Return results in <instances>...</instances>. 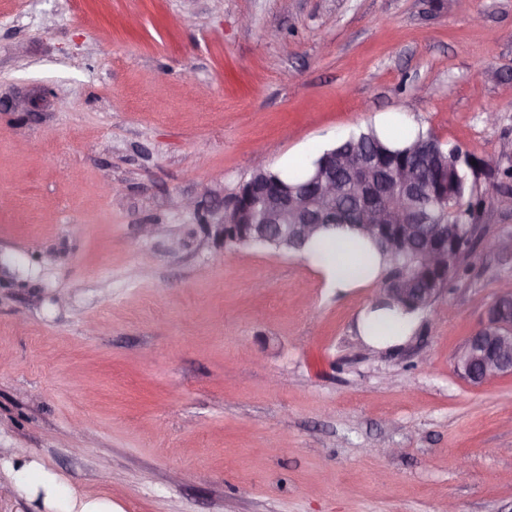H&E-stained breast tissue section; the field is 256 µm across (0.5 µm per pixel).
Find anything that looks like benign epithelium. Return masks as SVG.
Wrapping results in <instances>:
<instances>
[{
  "instance_id": "1",
  "label": "benign epithelium",
  "mask_w": 512,
  "mask_h": 512,
  "mask_svg": "<svg viewBox=\"0 0 512 512\" xmlns=\"http://www.w3.org/2000/svg\"><path fill=\"white\" fill-rule=\"evenodd\" d=\"M372 163L371 157L355 154L343 155L335 161L325 159L317 167L308 168L299 179L281 177L278 189L271 193L266 192L263 178L252 175L242 182L231 199L209 211L204 223H213L222 236L227 225L248 223L251 205L260 198L262 223L254 226L250 242L264 245L278 237L284 233L290 218L300 229L295 238L298 242L320 227L328 204L336 198L338 168L349 174L348 184L360 210L372 218L369 231H376V224L385 221L424 223L411 205L412 199L425 189L419 182V171L407 168L394 179L376 184L369 178ZM455 368L473 385L512 375V289H505L498 303L488 307L484 325L467 337L456 354Z\"/></svg>"
}]
</instances>
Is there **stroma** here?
<instances>
[{
	"mask_svg": "<svg viewBox=\"0 0 512 512\" xmlns=\"http://www.w3.org/2000/svg\"><path fill=\"white\" fill-rule=\"evenodd\" d=\"M0 99V512H51L33 461L112 512H512V376L454 364L511 256L374 349L377 289L204 222L255 154L396 113L512 235V0H0ZM373 317L374 314L365 311L358 316L357 320L359 336L369 346L387 347L399 345L406 342L412 336L415 320L400 325L394 320L382 319L373 327H370L369 320ZM379 336L385 337L381 338Z\"/></svg>",
	"mask_w": 512,
	"mask_h": 512,
	"instance_id": "obj_1",
	"label": "stroma"
}]
</instances>
